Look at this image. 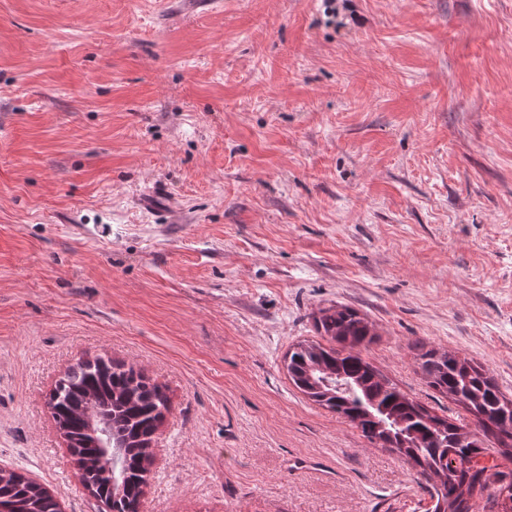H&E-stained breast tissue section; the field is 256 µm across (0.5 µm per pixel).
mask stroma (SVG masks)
Returning a JSON list of instances; mask_svg holds the SVG:
<instances>
[{
    "instance_id": "obj_1",
    "label": "stroma",
    "mask_w": 512,
    "mask_h": 512,
    "mask_svg": "<svg viewBox=\"0 0 512 512\" xmlns=\"http://www.w3.org/2000/svg\"><path fill=\"white\" fill-rule=\"evenodd\" d=\"M0 0V466L102 512L47 409L78 358L171 407L140 512H430L288 380L345 305L512 392V0Z\"/></svg>"
}]
</instances>
